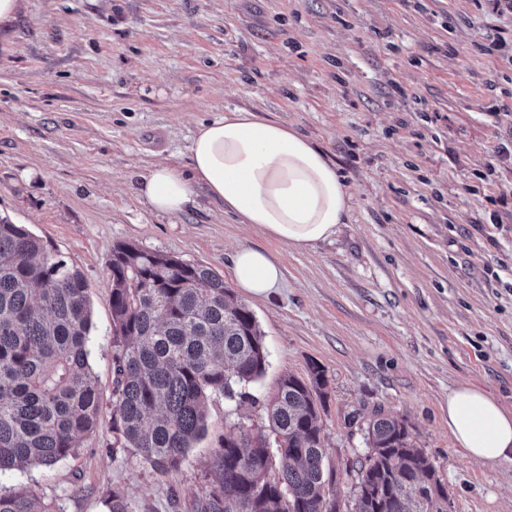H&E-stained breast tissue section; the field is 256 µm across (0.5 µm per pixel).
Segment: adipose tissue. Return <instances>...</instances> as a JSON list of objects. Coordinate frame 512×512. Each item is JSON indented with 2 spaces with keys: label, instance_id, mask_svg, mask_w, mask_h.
Wrapping results in <instances>:
<instances>
[{
  "label": "adipose tissue",
  "instance_id": "obj_1",
  "mask_svg": "<svg viewBox=\"0 0 512 512\" xmlns=\"http://www.w3.org/2000/svg\"><path fill=\"white\" fill-rule=\"evenodd\" d=\"M189 150L191 174L161 163L144 175L139 193L153 210L179 214L200 185L241 223L304 249L335 236L351 209L335 166L280 122L228 112L200 124ZM231 259L238 288L250 296L266 297L283 278L282 267L260 248L240 246ZM448 433L473 459L512 456V409L475 386H457L448 393Z\"/></svg>",
  "mask_w": 512,
  "mask_h": 512
}]
</instances>
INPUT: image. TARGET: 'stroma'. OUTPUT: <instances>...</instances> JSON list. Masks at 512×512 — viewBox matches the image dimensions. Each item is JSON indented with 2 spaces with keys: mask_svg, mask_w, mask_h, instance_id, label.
<instances>
[{
  "mask_svg": "<svg viewBox=\"0 0 512 512\" xmlns=\"http://www.w3.org/2000/svg\"><path fill=\"white\" fill-rule=\"evenodd\" d=\"M275 120L332 162L353 205L308 249L242 224L205 191L178 215L139 196L158 163L190 172L198 125L231 110ZM0 215L80 271L103 405L76 455L0 473L62 512H185L209 484L211 437L261 423L286 374L324 366L325 465L351 499L374 407L406 420L452 512H512V459L470 460L448 392L512 409V12L492 0H23L0 32ZM214 270L257 245L283 267L244 296L269 352L239 404L214 399L209 436L162 474L112 431V247Z\"/></svg>",
  "mask_w": 512,
  "mask_h": 512,
  "instance_id": "stroma-1",
  "label": "stroma"
}]
</instances>
